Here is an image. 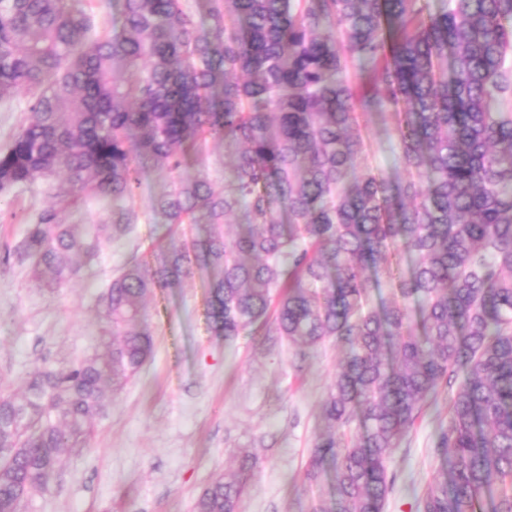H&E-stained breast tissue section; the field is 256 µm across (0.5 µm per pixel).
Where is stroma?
I'll list each match as a JSON object with an SVG mask.
<instances>
[{
    "instance_id": "35a3bbf8",
    "label": "stroma",
    "mask_w": 512,
    "mask_h": 512,
    "mask_svg": "<svg viewBox=\"0 0 512 512\" xmlns=\"http://www.w3.org/2000/svg\"><path fill=\"white\" fill-rule=\"evenodd\" d=\"M370 167L404 177L390 127L362 124ZM55 200L49 183L15 188L0 199V388L22 389L36 370L61 371L101 350L98 297L118 268L150 253L163 234L135 225L104 247L81 279L37 286L21 250L34 217ZM201 279L156 292L146 304L154 335L139 374L112 392L84 447L63 450L49 492L22 512H195L211 482L252 454L239 512H311L335 491L332 472L307 474L324 431L321 405L343 357L334 341L299 352L277 332L232 342L210 331ZM447 386L424 404L392 453L384 512H419V495L439 477L435 438L448 423Z\"/></svg>"
}]
</instances>
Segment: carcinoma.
Returning <instances> with one entry per match:
<instances>
[{"instance_id":"1","label":"carcinoma","mask_w":512,"mask_h":512,"mask_svg":"<svg viewBox=\"0 0 512 512\" xmlns=\"http://www.w3.org/2000/svg\"><path fill=\"white\" fill-rule=\"evenodd\" d=\"M77 2L0 0V100L32 94L0 195L64 175L23 244L48 287L140 223L148 161L168 240L100 294L102 352L0 390V512L49 490L150 354L147 299L196 276L228 342L273 316L302 351L344 348L308 462L333 466L336 497L312 512H383L393 448L443 382L434 452L450 464L419 512H512V0H208L207 24L185 0H121L110 33ZM374 112L392 119L394 183L366 169ZM212 143L231 157L220 190ZM90 199L104 218L67 223ZM237 210L250 228L231 237ZM244 487L214 480L195 512H238ZM159 190L160 184L156 174L149 170V173L142 179L140 186L135 189V203L142 213L148 215L151 201Z\"/></svg>"}]
</instances>
